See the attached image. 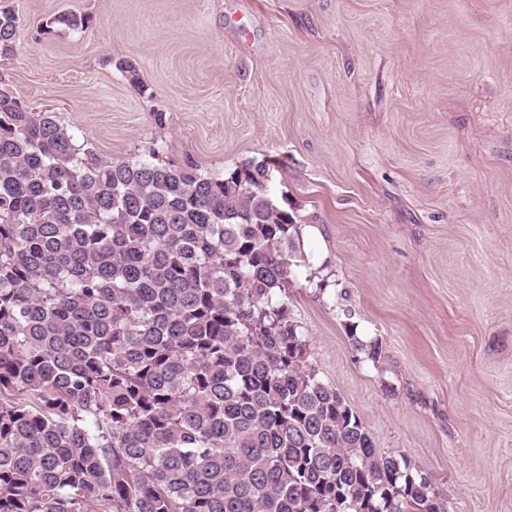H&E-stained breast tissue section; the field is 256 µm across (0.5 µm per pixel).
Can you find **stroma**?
I'll use <instances>...</instances> for the list:
<instances>
[{
	"label": "stroma",
	"mask_w": 512,
	"mask_h": 512,
	"mask_svg": "<svg viewBox=\"0 0 512 512\" xmlns=\"http://www.w3.org/2000/svg\"><path fill=\"white\" fill-rule=\"evenodd\" d=\"M6 6L24 22L0 75L99 155L153 146L212 174L269 161L265 192L326 283L288 291L321 376L451 512H512V0ZM352 326V325H351ZM357 326L349 327V340L355 349L363 355L366 361L371 362L374 366L381 364L385 358V353L381 341L371 339L370 341L362 340L356 335Z\"/></svg>",
	"instance_id": "35a3bbf8"
}]
</instances>
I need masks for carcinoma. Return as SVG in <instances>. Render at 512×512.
<instances>
[{
    "mask_svg": "<svg viewBox=\"0 0 512 512\" xmlns=\"http://www.w3.org/2000/svg\"><path fill=\"white\" fill-rule=\"evenodd\" d=\"M21 25L0 9L1 59ZM148 154L76 144L0 77V512H450L320 376L268 163Z\"/></svg>",
    "mask_w": 512,
    "mask_h": 512,
    "instance_id": "cac0c4a2",
    "label": "carcinoma"
}]
</instances>
